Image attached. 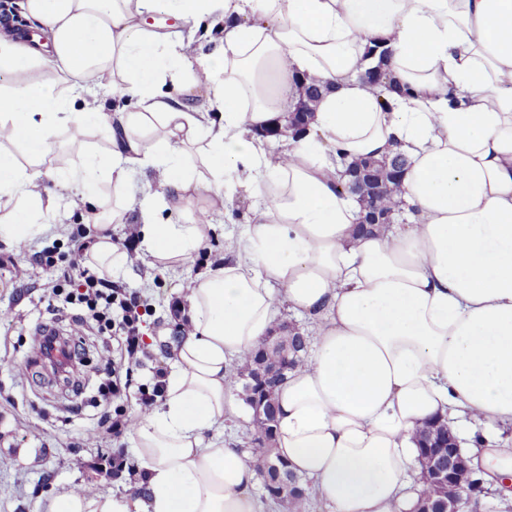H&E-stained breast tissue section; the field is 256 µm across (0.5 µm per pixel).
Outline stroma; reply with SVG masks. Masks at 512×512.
Instances as JSON below:
<instances>
[{"label":"stroma","instance_id":"stroma-1","mask_svg":"<svg viewBox=\"0 0 512 512\" xmlns=\"http://www.w3.org/2000/svg\"><path fill=\"white\" fill-rule=\"evenodd\" d=\"M258 199L247 187L218 199L206 194L192 200L194 209L210 213L204 245L185 263L170 269L154 267L142 256L128 262L127 269L113 272V280L124 283L151 306L144 318L143 335L151 361L169 365L174 322L170 307L180 298V290L190 280L223 259L230 238L245 228ZM86 221L76 211L63 217L60 226L41 237L12 243L0 239V512H42L50 493L78 484L93 486L106 495H121L139 479L135 474L136 448L130 434H105L106 415L123 411L136 416L141 408L134 395L102 403L98 386L106 381L100 358L106 349L100 339L90 336L84 346L85 363L79 380L81 394L71 384L54 378L49 371L27 365L32 354L30 333L41 323L67 330V320L47 309V283L61 275V268L47 271L37 266L38 252L67 249V234L72 225ZM26 267V284L15 283L13 265ZM27 365L26 378L16 370ZM81 404L79 413H71L72 404ZM123 453L127 466L119 475L108 474L113 454ZM81 456L87 462L83 470L71 468L70 460Z\"/></svg>","mask_w":512,"mask_h":512}]
</instances>
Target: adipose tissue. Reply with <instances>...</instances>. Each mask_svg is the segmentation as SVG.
Masks as SVG:
<instances>
[{"instance_id":"1","label":"adipose tissue","mask_w":512,"mask_h":512,"mask_svg":"<svg viewBox=\"0 0 512 512\" xmlns=\"http://www.w3.org/2000/svg\"><path fill=\"white\" fill-rule=\"evenodd\" d=\"M44 40L0 37V237L50 231L84 187L112 186L123 224L133 181L159 171L164 194L140 208L150 264L185 262L204 242L197 215L156 214L247 179L261 203L223 260L181 291L186 330L161 402L130 433L145 494L81 487L45 512H261L251 454L205 443L244 407L232 381L246 352L279 323L276 299L308 316L314 350L276 390V456L313 481L326 512H412L407 488L426 421L465 415L484 425L462 447L487 487L512 477V0H22ZM174 14L211 49L187 53L182 32L146 28ZM391 52L398 91L380 106L363 74L368 46ZM63 76L65 92L18 79ZM128 111H103L102 75ZM325 87L309 128L280 158L299 78ZM161 125L162 137L149 135ZM72 129L109 132L103 158L61 150ZM205 142L198 177L183 161ZM401 152L411 166L399 199L410 224L357 233V197L341 172Z\"/></svg>"}]
</instances>
